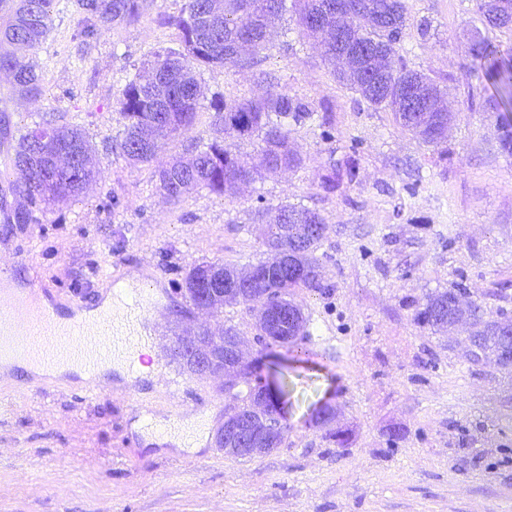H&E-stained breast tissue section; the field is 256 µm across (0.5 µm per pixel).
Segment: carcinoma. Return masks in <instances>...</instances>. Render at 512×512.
Masks as SVG:
<instances>
[{"mask_svg": "<svg viewBox=\"0 0 512 512\" xmlns=\"http://www.w3.org/2000/svg\"><path fill=\"white\" fill-rule=\"evenodd\" d=\"M151 0H76L82 19L74 38L87 41L101 31L127 26L138 21ZM224 10L212 8V0H185L176 15H166L161 24L179 34V47H159L142 63L141 69L126 80L115 101V111L125 119L124 129L115 148L133 163H150L163 141L181 135L193 125L197 113L200 68L230 66L252 70L258 66L259 53L265 49L269 28L274 18L288 12L287 0H223ZM384 0H293L294 12L303 33L314 39L323 56L336 59V32H349L361 43H387L382 68L389 79L388 90L379 95L369 92L364 75L367 69L348 67L336 71L338 81L352 90L368 106L393 112L399 125L423 143L439 147L445 143L448 112L432 111L424 106H407L401 93L402 78H414L436 96L447 95V89L428 74L408 66L399 57L406 34L407 18L403 3L395 5L390 20L381 21L379 6ZM496 7L508 13L505 21L497 14L484 19L492 29L512 30V0H494ZM55 0H0V70L13 79V90L23 98L42 95L40 74L35 65L17 56L13 48L37 50L45 42L53 26ZM470 74L490 82L497 96L483 99L482 107L497 113L500 149L512 155V118L499 111V99L512 100V53L501 52L500 46L481 38L472 44ZM259 82L266 91L246 101L215 103L216 136L196 147L188 162L174 159L158 170V190L168 202L176 203L196 187L226 195L264 174H276L302 164V157L290 141V127L304 124L313 116L310 103L275 89V77L261 71ZM239 137L258 133L262 136L260 161L248 165L226 144V136ZM46 140L74 144L80 150L74 161L43 160L32 155L35 143ZM12 163L21 171L23 181L16 191L23 204L11 210L6 199L0 200V212L8 224H34L36 213L55 202L79 197L98 175L92 158V147L82 131L67 124L38 125L29 130L13 148ZM266 220L263 233L265 258L247 272L231 267L202 263L194 266L184 278V288L194 306L206 304L211 311L226 305L243 304L258 312L262 334L258 342L288 347L293 360L309 361V352L298 343L306 319L303 312L290 321L283 319L277 334H263L271 319V308H286L292 288L321 287L312 276L321 268L316 250L325 229L319 212L294 205H283L274 214L260 211ZM456 291L450 289L426 296L417 313L418 321L438 330L448 329L449 320L463 314L471 319L475 345L485 355H492L499 345L493 332L496 320L485 316L479 303L464 312L455 306ZM238 337L231 327L214 334L204 330L198 350L224 349V339Z\"/></svg>", "mask_w": 512, "mask_h": 512, "instance_id": "obj_1", "label": "carcinoma"}]
</instances>
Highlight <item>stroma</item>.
Instances as JSON below:
<instances>
[{
    "label": "stroma",
    "mask_w": 512,
    "mask_h": 512,
    "mask_svg": "<svg viewBox=\"0 0 512 512\" xmlns=\"http://www.w3.org/2000/svg\"><path fill=\"white\" fill-rule=\"evenodd\" d=\"M403 2L401 55L448 87L447 158L340 84L291 11L259 67L318 113L291 129L301 166L233 195L200 187L171 204L157 192L158 168L213 138L214 98L260 95L255 73L201 69L193 126L154 162L129 163L114 148L125 123L114 100L150 51L178 46L160 17L185 0H153L135 24L87 44L73 38L75 0H56L34 55L43 94L13 96L0 72V123L11 133L57 119L78 127L100 175L29 229L0 221V263L20 284L36 264L59 309L76 290L81 306L99 302L121 273L168 295L148 331L154 375L137 387L106 383L90 396L57 379L0 374V512H512V368L473 362L463 334L416 320L428 293L458 285L487 314L512 318V156L467 72L473 35L507 48L512 32L485 29L475 0ZM348 165L355 179L326 189L325 175ZM286 204L326 223L316 252L323 288L291 296L307 319L305 366L257 342L255 310L201 312L183 289L200 263L245 271L263 260L255 214ZM230 325L245 359L261 360L286 392L282 444L247 459L215 442L225 413L248 403L247 378L193 375L172 355L175 337ZM187 420L207 433L201 450L150 443L153 424Z\"/></svg>",
    "instance_id": "obj_1"
}]
</instances>
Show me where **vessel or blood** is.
<instances>
[{"label": "vessel or blood", "instance_id": "b4317fda", "mask_svg": "<svg viewBox=\"0 0 512 512\" xmlns=\"http://www.w3.org/2000/svg\"><path fill=\"white\" fill-rule=\"evenodd\" d=\"M111 303L96 317L59 324L46 306L33 305L42 293L38 279L21 292L0 289V360L27 359L40 364L73 362L87 373L86 394L96 393V371L104 361L120 357L136 371L134 334L146 325L157 306L150 285L127 278L112 279Z\"/></svg>", "mask_w": 512, "mask_h": 512}]
</instances>
